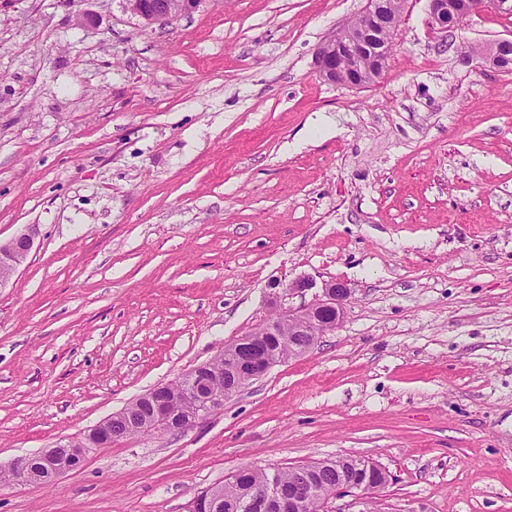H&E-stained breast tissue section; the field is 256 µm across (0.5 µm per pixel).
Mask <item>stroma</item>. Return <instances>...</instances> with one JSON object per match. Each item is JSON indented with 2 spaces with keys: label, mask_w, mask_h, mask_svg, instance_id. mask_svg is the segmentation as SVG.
I'll return each mask as SVG.
<instances>
[{
  "label": "stroma",
  "mask_w": 512,
  "mask_h": 512,
  "mask_svg": "<svg viewBox=\"0 0 512 512\" xmlns=\"http://www.w3.org/2000/svg\"><path fill=\"white\" fill-rule=\"evenodd\" d=\"M367 0H201L165 28L122 0H0V465L76 440L314 291L341 325L196 426L90 450L0 512H187L246 467L360 457L384 512H512V39L447 45L405 0L365 88L318 44ZM98 22L78 27L77 14ZM480 64L488 63L496 67H511L512 39H499L484 48L478 55ZM37 234V228L29 225L9 241L0 242V268L7 266L11 269L4 277H1V273H4L7 269L0 272V286L8 281L18 267L26 261L34 246Z\"/></svg>",
  "instance_id": "stroma-1"
}]
</instances>
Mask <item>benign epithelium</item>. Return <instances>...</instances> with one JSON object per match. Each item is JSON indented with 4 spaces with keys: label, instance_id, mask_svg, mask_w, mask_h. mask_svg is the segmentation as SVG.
<instances>
[{
    "label": "benign epithelium",
    "instance_id": "7a95c632",
    "mask_svg": "<svg viewBox=\"0 0 512 512\" xmlns=\"http://www.w3.org/2000/svg\"><path fill=\"white\" fill-rule=\"evenodd\" d=\"M125 11L138 17L147 27L167 26L181 16L196 9L201 0H122ZM512 0H429V12L432 23L445 33L456 29L466 18L489 10H509ZM363 15L371 20L366 29H357L344 24L334 30L317 47L315 52L316 71L325 81L333 84L358 86V83L344 77V65L356 60L365 50L374 45V41L391 34L397 28V15L393 14L388 0H368ZM480 63L496 67L512 65V39H499L484 48L477 56L469 53L463 56V62L470 63L474 58ZM35 226H27L9 241L0 242V267L6 266L16 271L28 258L36 235ZM351 297V288L344 281L331 280L322 284V295L309 306L300 310L281 311L249 335L232 342V345L244 344L251 348L250 357L237 370L233 382L222 391L215 390L209 381L203 380L196 386L188 404L182 410L179 425L172 424V409L167 403L163 387L149 391L148 398L154 402L150 420L154 425L167 429L188 428L204 419L214 410L253 379L263 376L274 361L267 357L257 337L266 336L274 329L286 325L288 335L309 336L311 340L303 349L295 348L294 340H288V349L293 354L307 352L318 344L323 335L336 329L345 313V307ZM76 458L69 462L56 459L53 449L46 448L34 456H22L14 459L7 474L11 481L21 485H39L52 482L62 474L73 470L80 464V458L87 452L85 448L73 449ZM378 489L369 482L349 483L334 499L341 504L333 512H366L370 498L376 496ZM254 497L274 500L279 512H296L307 492L298 490L283 496L278 486L270 483L255 490Z\"/></svg>",
    "mask_w": 512,
    "mask_h": 512
}]
</instances>
